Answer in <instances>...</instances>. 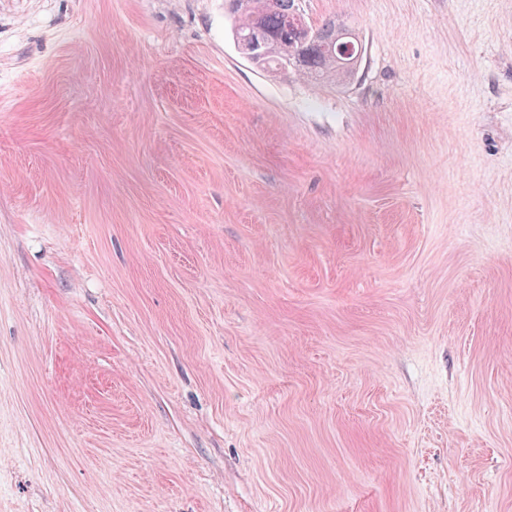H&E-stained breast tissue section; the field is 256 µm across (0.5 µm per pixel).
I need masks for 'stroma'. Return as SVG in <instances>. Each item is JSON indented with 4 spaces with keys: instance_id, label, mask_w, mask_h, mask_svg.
<instances>
[{
    "instance_id": "35a3bbf8",
    "label": "stroma",
    "mask_w": 512,
    "mask_h": 512,
    "mask_svg": "<svg viewBox=\"0 0 512 512\" xmlns=\"http://www.w3.org/2000/svg\"><path fill=\"white\" fill-rule=\"evenodd\" d=\"M0 0V512H512V0ZM229 8L236 17V39H251L256 31H262L266 36V45L257 52L258 38L249 43H238L239 49L250 60L271 66L278 72L280 66L289 60L300 59L299 75L318 84L337 83L351 77L356 71L360 60L357 58L342 61L345 70L336 60L337 43L351 41L356 46L358 40L352 30L344 23L329 19L319 26L311 25L317 37L303 41L288 27L297 29L302 35L308 36L311 32L308 27L302 2L299 10L298 0H228ZM289 18V20H288ZM333 47V49H332ZM299 63L290 61L281 68V73L288 74L289 70H296ZM349 77V78H350Z\"/></svg>"
}]
</instances>
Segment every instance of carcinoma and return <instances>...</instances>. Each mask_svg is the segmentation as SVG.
Segmentation results:
<instances>
[{
  "mask_svg": "<svg viewBox=\"0 0 512 512\" xmlns=\"http://www.w3.org/2000/svg\"><path fill=\"white\" fill-rule=\"evenodd\" d=\"M236 17V39H249L256 31L266 36L260 49V63L280 66L290 60H300L299 75L318 84L337 83L347 73L336 60V43H358L352 30L344 23L330 19L312 26L317 37L303 41L288 27V18L298 7V0H228Z\"/></svg>",
  "mask_w": 512,
  "mask_h": 512,
  "instance_id": "cac0c4a2",
  "label": "carcinoma"
}]
</instances>
